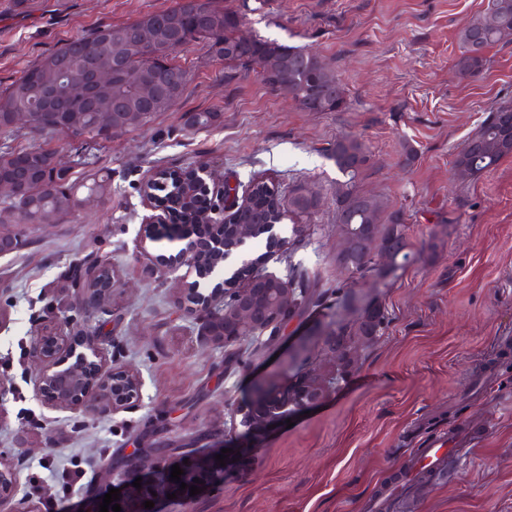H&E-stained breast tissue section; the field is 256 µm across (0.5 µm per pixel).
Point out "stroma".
<instances>
[{
    "instance_id": "35a3bbf8",
    "label": "stroma",
    "mask_w": 512,
    "mask_h": 512,
    "mask_svg": "<svg viewBox=\"0 0 512 512\" xmlns=\"http://www.w3.org/2000/svg\"><path fill=\"white\" fill-rule=\"evenodd\" d=\"M245 31L316 53L346 91L340 112L302 110L292 95L231 74L195 45L177 61L191 79L168 111L142 129L87 142L37 134L23 123L0 132V147L55 149L61 166L92 148L112 179L107 206L89 203L53 225L19 227L20 248L0 257V380L12 386L0 419V455L16 471L27 512H84L101 488L154 482L187 454L225 450L222 483L191 502L159 497L152 512H365L382 485L412 465L414 449L470 422L469 452L428 490L395 512H512V155L490 173L459 178L457 153L492 108L512 103V44L488 49L476 77L462 75L457 33L491 0H217ZM175 0H0V90L66 40L173 7ZM219 113L188 131L187 113ZM353 136L366 162L355 179L330 156ZM205 168L211 179H263L290 196L300 185L320 198L297 218L299 237L268 264L317 277L384 309L375 336L352 343L354 369L334 392L290 422L245 433L232 409L256 377L277 370L288 339L320 312L279 336L214 344L200 319L184 315L180 243L136 241L150 213L142 186L157 170ZM386 201L406 225L410 257L385 279L343 268L336 190ZM170 272L160 276L157 258ZM109 259L111 299L92 316L72 302L78 270ZM61 327L73 344L92 330L108 336L113 362L141 380L126 411L51 410L34 391L32 340ZM170 446L158 457L157 445ZM112 470H105V461Z\"/></svg>"
}]
</instances>
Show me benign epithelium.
Returning a JSON list of instances; mask_svg holds the SVG:
<instances>
[{
  "mask_svg": "<svg viewBox=\"0 0 512 512\" xmlns=\"http://www.w3.org/2000/svg\"><path fill=\"white\" fill-rule=\"evenodd\" d=\"M114 76L113 68L98 65L92 68L83 82H67L51 86L48 98L59 95L78 96L89 87H103ZM209 176L202 170L193 171V180L207 188V211L210 223L219 224L224 229L235 230L236 212L250 202L252 190L238 197V190L230 192L229 200H224V189L216 188L207 182ZM165 223V215L154 208V213L145 218V224L137 243L139 252H147V243L157 242L156 229ZM168 240L182 243L179 251L183 264L187 267L184 278L192 273L204 277L224 266V263L237 250L252 239L251 234L241 232L235 235L231 245L225 244V237L214 236L199 242L194 239L190 224L167 225ZM266 257L250 261L253 266L251 278L239 281L233 286L237 318L234 330L221 336L215 335L214 326L224 320L227 293L224 288H216L206 294L201 291V283L193 280L187 283V303L184 310L191 316H198L204 324L208 339L226 347L240 341L245 336H260L266 331L282 329L289 320L288 314L294 311L295 294L289 284V277L278 276L264 269ZM85 287L77 289L75 304L84 312L93 313L94 307L108 300L114 282V270L110 263L102 262L85 269ZM274 282L279 285L282 299L281 308L274 311L268 321H256L251 317L252 305L268 293L266 288H256V283ZM83 351L78 352L68 344V336L52 332L37 337L31 346V356L35 360V390L41 401L51 408L82 409L84 411L108 410L114 413L128 409L139 396L140 382L133 371L112 363L105 340L96 331L85 333ZM296 385L283 383L282 375L270 374L252 385L248 399L235 406L232 413L241 416V422L253 431L265 428L278 420L292 403L288 393ZM188 462H179L186 472L198 475L197 487L204 489L216 477L224 476V468L215 459V454L188 455ZM152 488L144 484L141 488H131L126 494L124 512H148L143 503L148 500ZM17 484L12 465L0 458V512H20L17 508Z\"/></svg>",
  "mask_w": 512,
  "mask_h": 512,
  "instance_id": "7a95c632",
  "label": "benign epithelium"
}]
</instances>
